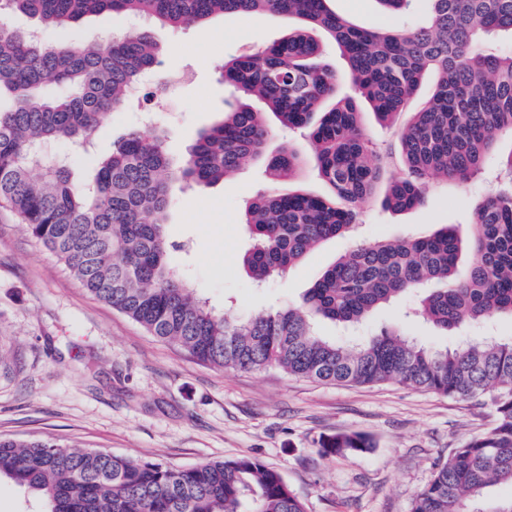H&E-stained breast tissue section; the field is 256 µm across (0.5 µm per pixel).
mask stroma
Listing matches in <instances>:
<instances>
[{
    "label": "stroma",
    "mask_w": 512,
    "mask_h": 512,
    "mask_svg": "<svg viewBox=\"0 0 512 512\" xmlns=\"http://www.w3.org/2000/svg\"><path fill=\"white\" fill-rule=\"evenodd\" d=\"M353 23L379 29L414 28L423 10L391 16L376 0H330ZM129 18L103 13L68 29L41 30L45 43L107 41ZM281 16H216L201 26L150 30L162 47L159 82L169 83L171 111H155L150 95L107 114L91 148L54 145L76 179L90 177L89 159L111 154L130 130L165 132V148L183 155L198 133L217 122L236 95L221 75L224 61L261 49L293 27ZM496 187L494 175L468 184L434 183L423 206L394 212L369 202L346 236L330 240L283 277L255 284L240 257L249 240L244 210L271 190L264 163L203 188L175 189L166 236L168 260L210 307L247 319L299 302L327 265L362 241L398 239L445 225L468 233L476 204ZM404 302L374 311L363 326L331 322L321 335L346 343L402 324L437 348L459 338H512V316L446 336L431 324L403 319ZM495 412L484 396L453 398L397 383L318 382L276 368L240 371L202 363L151 336L111 306L90 297L57 257L31 238L23 222L0 208V437L53 438L80 448H106L142 461L189 467L243 456L277 469L306 512H410L438 464L483 434ZM357 432L368 452L325 457L321 436Z\"/></svg>",
    "instance_id": "stroma-1"
}]
</instances>
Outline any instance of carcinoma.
I'll use <instances>...</instances> for the list:
<instances>
[{"mask_svg":"<svg viewBox=\"0 0 512 512\" xmlns=\"http://www.w3.org/2000/svg\"><path fill=\"white\" fill-rule=\"evenodd\" d=\"M0 1L41 27L102 13L170 27L203 25L216 15L298 21L257 52L224 62L236 104L182 157L165 151L162 135L131 131L96 160L91 182L77 184L66 162L39 158V147L92 144L107 112L124 106L156 63L159 47L146 29L107 43L48 45L0 20V205L91 296L203 363L489 396L493 425L437 467L411 512H512V498L484 508L489 487L512 488V340L436 350L393 327L347 347L315 329L318 320L355 329L377 307L418 289L417 313L447 333L512 316V150L499 161L497 188L474 209L468 239L448 225L361 242L326 266L299 304L248 319L231 320L194 296L168 263L165 235L175 187L211 186L263 162L279 188L257 195L242 220L253 241L242 268L263 281L350 232L360 206L379 191L384 207L398 212L424 204L433 179L469 181L500 136H512V52L484 48L499 32L512 35V0H423L425 20L405 33L360 27L329 0ZM376 2L389 15L414 8V0ZM318 31L339 49L344 76L324 58ZM429 75L431 95L399 134L403 168L386 178L389 153L365 136L360 105L392 125ZM275 125L307 134L330 195L291 186L303 157L291 146L267 154ZM371 448L357 432L319 439L324 456ZM2 477L33 492L44 512H305L283 476L254 457L173 468L101 448L1 437Z\"/></svg>","mask_w":512,"mask_h":512,"instance_id":"1","label":"carcinoma"}]
</instances>
